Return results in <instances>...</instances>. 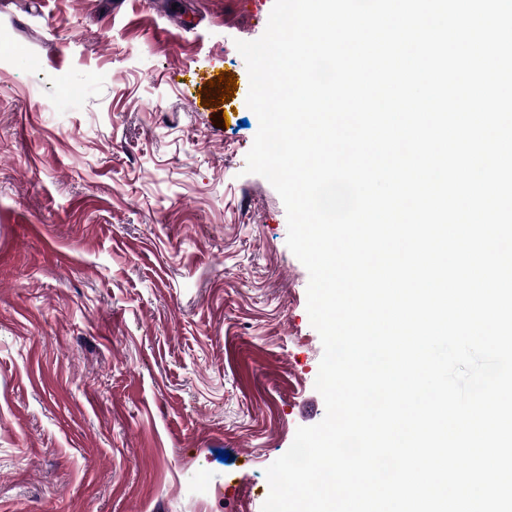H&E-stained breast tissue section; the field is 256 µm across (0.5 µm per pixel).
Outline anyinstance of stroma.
Listing matches in <instances>:
<instances>
[{"label": "stroma", "instance_id": "35a3bbf8", "mask_svg": "<svg viewBox=\"0 0 512 512\" xmlns=\"http://www.w3.org/2000/svg\"><path fill=\"white\" fill-rule=\"evenodd\" d=\"M273 4L0 0V512H261L323 419L309 274L244 171Z\"/></svg>", "mask_w": 512, "mask_h": 512}]
</instances>
